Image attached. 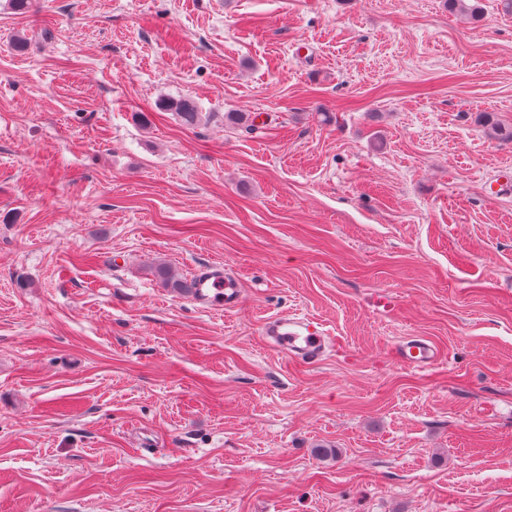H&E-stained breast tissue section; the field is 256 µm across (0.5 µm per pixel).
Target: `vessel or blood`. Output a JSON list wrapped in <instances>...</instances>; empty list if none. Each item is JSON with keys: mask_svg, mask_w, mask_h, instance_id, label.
Segmentation results:
<instances>
[{"mask_svg": "<svg viewBox=\"0 0 512 512\" xmlns=\"http://www.w3.org/2000/svg\"><path fill=\"white\" fill-rule=\"evenodd\" d=\"M241 299L238 280L230 278L223 266L199 269L195 275L192 300L210 310L236 308ZM269 347L284 354L289 361L313 364L320 361L333 345L324 324L297 314L283 315L267 321L263 328ZM397 361L410 369H427L437 364L436 347L420 337L407 336L395 346Z\"/></svg>", "mask_w": 512, "mask_h": 512, "instance_id": "b4317fda", "label": "vessel or blood"}]
</instances>
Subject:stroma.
<instances>
[{"label":"stroma","mask_w":512,"mask_h":512,"mask_svg":"<svg viewBox=\"0 0 512 512\" xmlns=\"http://www.w3.org/2000/svg\"><path fill=\"white\" fill-rule=\"evenodd\" d=\"M479 3L0 0V512H512V12ZM213 262L235 310L154 273ZM287 313L340 349L289 364ZM169 110L176 112L182 123L187 127H194L201 122V113L198 112L194 101L188 97L178 100H168L164 103ZM395 356L401 365L417 370L436 365L440 357L433 344L413 336H406L396 344Z\"/></svg>","instance_id":"35a3bbf8"}]
</instances>
